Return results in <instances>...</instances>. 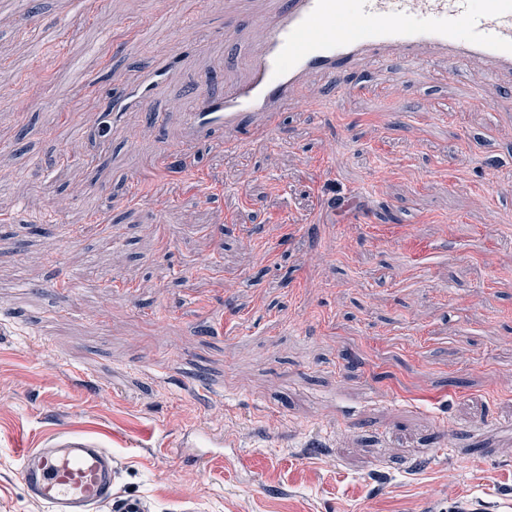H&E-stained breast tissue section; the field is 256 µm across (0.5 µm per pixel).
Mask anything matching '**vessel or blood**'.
I'll return each instance as SVG.
<instances>
[{
	"label": "vessel or blood",
	"instance_id": "1",
	"mask_svg": "<svg viewBox=\"0 0 512 512\" xmlns=\"http://www.w3.org/2000/svg\"><path fill=\"white\" fill-rule=\"evenodd\" d=\"M254 26L262 47L248 56L246 80L193 95L178 115L184 143L220 130L233 145L249 122L278 131L311 75L343 90L366 60L395 56L412 72L436 60L453 69L478 61L489 79L512 78V0H279ZM179 57L173 47L159 53L133 90L113 96V111L165 122L154 101ZM20 478L48 512H151L144 497L115 492L111 452L80 434L61 432L24 451Z\"/></svg>",
	"mask_w": 512,
	"mask_h": 512
}]
</instances>
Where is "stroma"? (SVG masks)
<instances>
[{"mask_svg":"<svg viewBox=\"0 0 512 512\" xmlns=\"http://www.w3.org/2000/svg\"><path fill=\"white\" fill-rule=\"evenodd\" d=\"M23 2L60 36L0 11V512H46L20 451L60 430L153 512H512V88L385 59L188 145L103 110L142 30L189 48L176 113L274 0Z\"/></svg>","mask_w":512,"mask_h":512,"instance_id":"obj_1","label":"stroma"}]
</instances>
